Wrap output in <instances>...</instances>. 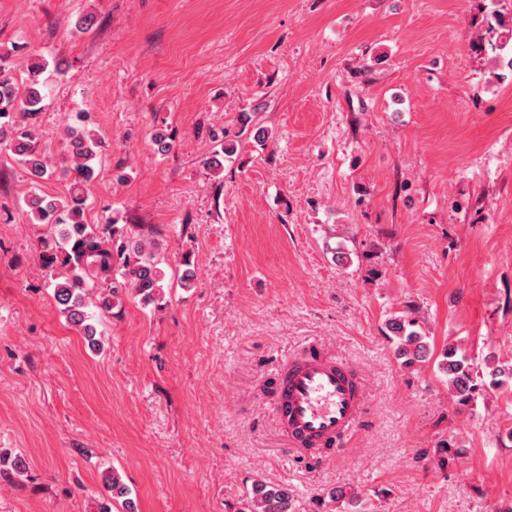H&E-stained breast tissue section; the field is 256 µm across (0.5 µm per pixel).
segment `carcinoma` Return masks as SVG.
I'll return each mask as SVG.
<instances>
[{
  "label": "carcinoma",
  "mask_w": 512,
  "mask_h": 512,
  "mask_svg": "<svg viewBox=\"0 0 512 512\" xmlns=\"http://www.w3.org/2000/svg\"><path fill=\"white\" fill-rule=\"evenodd\" d=\"M45 69L42 62L32 64L26 83L20 86L4 74V66L0 65V146L26 168L35 184L24 197L25 212L31 223L54 228L41 243V261L49 269H64L60 280L54 283L53 298L68 323L94 349L99 340L92 316L86 311V284H106L95 303L103 312H112L126 290L147 306L161 298V258L155 243L125 226L119 227L110 220L105 224L84 221L85 185L94 177L95 160L103 147L96 131L90 128L88 113H82L77 125L62 132L61 144L73 172L67 198L60 201L36 187L52 174L46 158L35 146L33 122L46 97V84L41 80ZM416 326V319L406 315L396 316L388 323L395 341V357L405 368L424 362L429 354L427 336ZM439 370L447 377L448 390L461 408L472 406L484 391L512 380V365H495L488 376L477 375L467 350L455 343L442 350ZM102 483L111 492L112 500L122 501L125 512H136L129 489L118 475L106 471ZM238 512H296V507L288 487L259 480Z\"/></svg>",
  "instance_id": "obj_1"
}]
</instances>
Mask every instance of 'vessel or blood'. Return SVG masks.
<instances>
[{
	"mask_svg": "<svg viewBox=\"0 0 512 512\" xmlns=\"http://www.w3.org/2000/svg\"><path fill=\"white\" fill-rule=\"evenodd\" d=\"M367 398L365 381L343 364L302 355L279 379L275 414L294 451L338 449L358 430Z\"/></svg>",
	"mask_w": 512,
	"mask_h": 512,
	"instance_id": "obj_1",
	"label": "vessel or blood"
}]
</instances>
